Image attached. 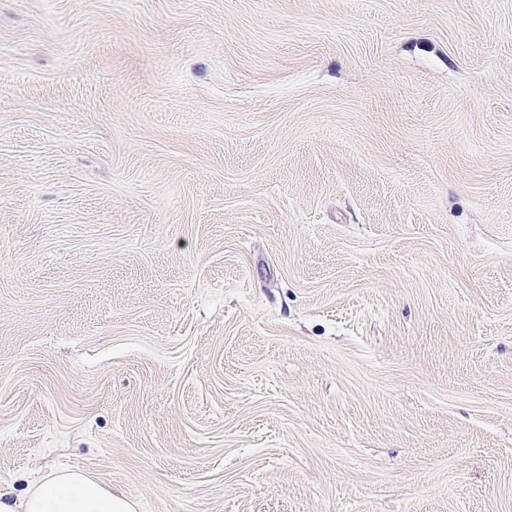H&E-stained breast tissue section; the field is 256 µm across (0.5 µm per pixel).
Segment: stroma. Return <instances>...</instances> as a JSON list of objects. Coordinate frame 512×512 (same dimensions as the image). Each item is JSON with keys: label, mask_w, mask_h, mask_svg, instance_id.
Segmentation results:
<instances>
[{"label": "stroma", "mask_w": 512, "mask_h": 512, "mask_svg": "<svg viewBox=\"0 0 512 512\" xmlns=\"http://www.w3.org/2000/svg\"><path fill=\"white\" fill-rule=\"evenodd\" d=\"M512 512V0H0V490Z\"/></svg>", "instance_id": "35a3bbf8"}]
</instances>
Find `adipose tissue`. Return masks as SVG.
<instances>
[{
  "mask_svg": "<svg viewBox=\"0 0 512 512\" xmlns=\"http://www.w3.org/2000/svg\"><path fill=\"white\" fill-rule=\"evenodd\" d=\"M0 512H134V507L86 471L62 469L19 495L0 491Z\"/></svg>",
  "mask_w": 512,
  "mask_h": 512,
  "instance_id": "ef3b65f1",
  "label": "adipose tissue"
}]
</instances>
